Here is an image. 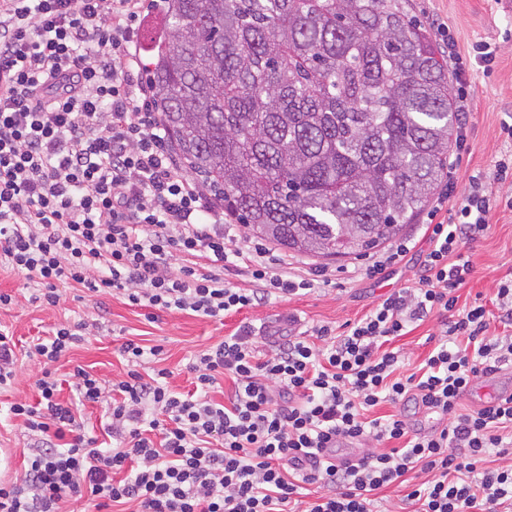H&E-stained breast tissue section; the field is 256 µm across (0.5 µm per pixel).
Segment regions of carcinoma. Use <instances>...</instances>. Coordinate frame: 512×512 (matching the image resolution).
Returning a JSON list of instances; mask_svg holds the SVG:
<instances>
[{
	"mask_svg": "<svg viewBox=\"0 0 512 512\" xmlns=\"http://www.w3.org/2000/svg\"><path fill=\"white\" fill-rule=\"evenodd\" d=\"M144 73L185 172L293 253L363 255L414 221L459 127L407 0H163Z\"/></svg>",
	"mask_w": 512,
	"mask_h": 512,
	"instance_id": "carcinoma-1",
	"label": "carcinoma"
}]
</instances>
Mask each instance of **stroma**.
<instances>
[{"label": "stroma", "instance_id": "1", "mask_svg": "<svg viewBox=\"0 0 512 512\" xmlns=\"http://www.w3.org/2000/svg\"><path fill=\"white\" fill-rule=\"evenodd\" d=\"M409 7L426 25L434 43L451 35L455 55L466 61L463 79H448L452 85L463 82L473 101L467 129L469 150L462 155L458 174L464 180L478 172L492 175L495 161L512 151V142L505 141L501 134L502 123L512 122V0H410ZM481 41L498 47L496 62L488 73L469 56L472 45ZM464 253L472 261L473 272L458 291L460 303L468 304L478 297L490 300L498 279L512 272V209L498 208L488 233L466 244ZM294 261L305 269L326 270L330 284L286 300L271 298L257 309L220 321L174 312L160 314L151 322L144 309L129 305L119 296L109 298L107 313L102 316L89 292L71 287L64 288L59 306L45 307L31 302L33 289L23 276L2 267L0 290L12 293L17 301L0 308V327L13 332L18 347L23 348L58 323L101 320L100 336L75 346L58 362V377H65L80 365L110 381L125 378L127 362L119 349L131 339L149 347L161 346V355L147 357L148 367L172 371L175 389L186 392L191 388L185 370L190 355L216 344L244 323H263L280 334L287 331L288 318L294 315L300 317L305 331L322 325L338 329L368 313L393 292L412 285L420 265L416 258L402 262L395 274L375 282L362 274L365 259L361 256L332 261L298 255ZM439 331V318L433 315L397 339L403 355L401 374L412 373L423 362ZM38 370L37 363L19 358L15 382L0 390V448L9 451V468L14 474L23 470L28 438L20 421L10 415L9 406L20 398L36 400L34 380Z\"/></svg>", "mask_w": 512, "mask_h": 512}]
</instances>
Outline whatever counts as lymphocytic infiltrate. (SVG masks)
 I'll return each mask as SVG.
<instances>
[{
    "label": "lymphocytic infiltrate",
    "instance_id": "1",
    "mask_svg": "<svg viewBox=\"0 0 512 512\" xmlns=\"http://www.w3.org/2000/svg\"><path fill=\"white\" fill-rule=\"evenodd\" d=\"M145 0H0V261L58 306L61 285L118 295L146 309L223 319L323 280L252 242L223 205L175 162L143 79L137 23ZM512 196L482 175L449 182L431 209L428 249L412 286L399 289L342 333L316 328L257 354L245 325L194 354V388L172 373L142 371L161 347L126 341L129 368L110 382L83 367L58 397L53 366L99 323L58 324L29 345L36 403L10 414L29 436L23 473L0 483V512H64L88 499L94 512H373L378 490L420 470L405 503L413 512H504L512 464V397L459 412L473 377L512 368V337L488 336L489 311L459 306L472 273L463 247L490 229ZM247 276L251 287L232 285ZM443 314L437 345L416 372L399 375L394 341L410 323ZM230 377L223 401L211 399ZM415 402L446 420L417 433L402 415L367 418L384 402ZM102 407L109 446L76 406ZM367 446L336 461L340 444Z\"/></svg>",
    "mask_w": 512,
    "mask_h": 512
}]
</instances>
